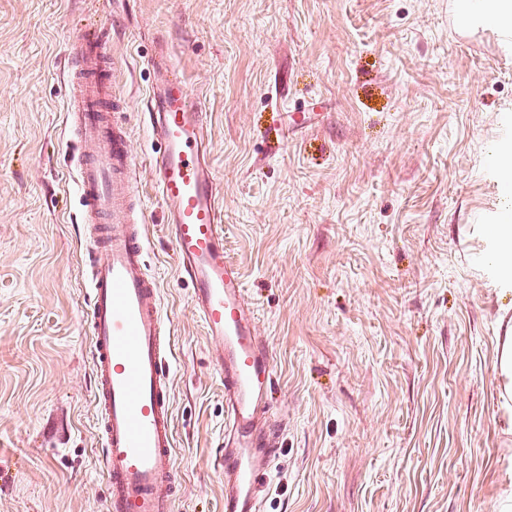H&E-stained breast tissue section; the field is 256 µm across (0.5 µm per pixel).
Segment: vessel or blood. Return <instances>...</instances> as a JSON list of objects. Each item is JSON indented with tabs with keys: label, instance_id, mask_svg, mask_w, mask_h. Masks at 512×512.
Returning a JSON list of instances; mask_svg holds the SVG:
<instances>
[{
	"label": "vessel or blood",
	"instance_id": "obj_1",
	"mask_svg": "<svg viewBox=\"0 0 512 512\" xmlns=\"http://www.w3.org/2000/svg\"><path fill=\"white\" fill-rule=\"evenodd\" d=\"M96 27L69 42L65 125L79 152V221L87 245L89 344L107 512H176L179 485L170 397L171 327L147 266L137 163L110 61ZM149 96L159 148L155 188L191 306L218 343L225 434L213 456L224 512H259L277 450L267 437L273 400L269 352L224 254V202L210 162V114L173 58L160 57Z\"/></svg>",
	"mask_w": 512,
	"mask_h": 512
}]
</instances>
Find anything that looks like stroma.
<instances>
[{
	"mask_svg": "<svg viewBox=\"0 0 512 512\" xmlns=\"http://www.w3.org/2000/svg\"><path fill=\"white\" fill-rule=\"evenodd\" d=\"M461 0H0V512H105L64 123L101 25L173 333L177 512H224L215 346L179 279L144 116L165 42L211 115L224 253L271 355L262 512H496L512 282L486 255L512 151V24ZM504 336L499 338V356L496 369L500 381V399L502 407L512 417V325L505 328Z\"/></svg>",
	"mask_w": 512,
	"mask_h": 512,
	"instance_id": "stroma-1",
	"label": "stroma"
}]
</instances>
